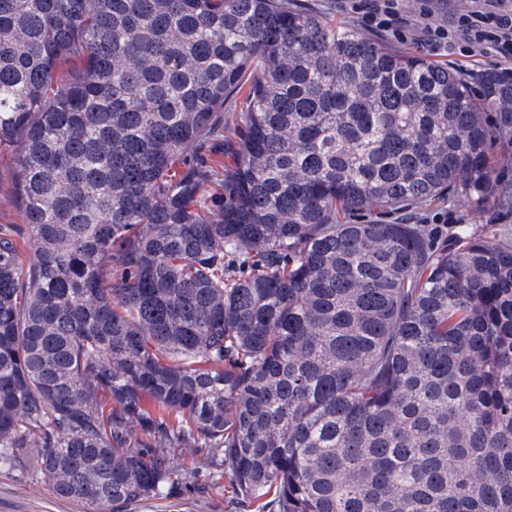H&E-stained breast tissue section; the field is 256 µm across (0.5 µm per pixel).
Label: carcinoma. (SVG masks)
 Returning <instances> with one entry per match:
<instances>
[{
  "label": "carcinoma",
  "instance_id": "obj_1",
  "mask_svg": "<svg viewBox=\"0 0 512 512\" xmlns=\"http://www.w3.org/2000/svg\"><path fill=\"white\" fill-rule=\"evenodd\" d=\"M479 85L292 0H0V467L86 512L179 495L173 448L247 512H512V235L397 217L512 206ZM0 224H20L15 199L11 188L10 164L7 158L0 157Z\"/></svg>",
  "mask_w": 512,
  "mask_h": 512
}]
</instances>
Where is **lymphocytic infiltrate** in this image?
Masks as SVG:
<instances>
[{"label":"lymphocytic infiltrate","mask_w":512,"mask_h":512,"mask_svg":"<svg viewBox=\"0 0 512 512\" xmlns=\"http://www.w3.org/2000/svg\"><path fill=\"white\" fill-rule=\"evenodd\" d=\"M336 0V9L355 19L362 28L403 41L431 54L460 52L468 56H493L512 65V6L505 0L482 9H457L450 18L436 16V0Z\"/></svg>","instance_id":"1"}]
</instances>
